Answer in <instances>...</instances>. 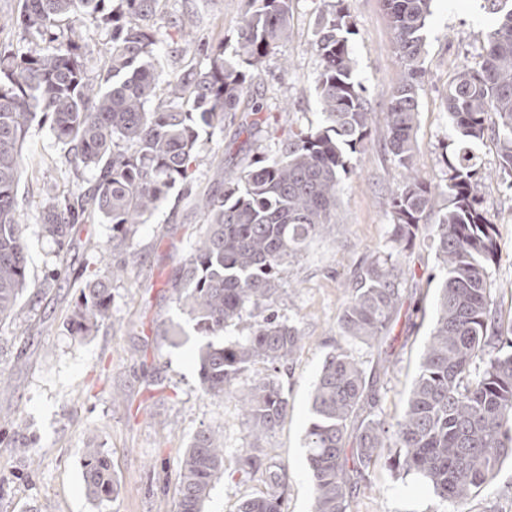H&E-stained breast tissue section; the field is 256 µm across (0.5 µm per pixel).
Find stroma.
I'll return each instance as SVG.
<instances>
[{
    "instance_id": "obj_1",
    "label": "stroma",
    "mask_w": 512,
    "mask_h": 512,
    "mask_svg": "<svg viewBox=\"0 0 512 512\" xmlns=\"http://www.w3.org/2000/svg\"><path fill=\"white\" fill-rule=\"evenodd\" d=\"M350 15L355 76L367 89L376 121L364 153L352 158L336 206L337 224L290 259L273 307L295 326L303 344L279 370L250 365L222 397L200 389L197 354L205 338L177 302L182 259L204 229L206 198L223 195L261 153L275 154L289 130L322 124L314 92L318 58L309 50L324 0H293L292 36L249 78V91L224 126L203 134L204 146L188 181L176 183L146 223L138 225L132 250L118 247L111 225L93 219L73 229L64 252L41 232L40 214L50 195L91 188L90 169L71 164L66 147L47 123L34 120L25 145L26 168L16 189V206L26 222L27 288L21 313L0 322V433L34 440L32 458L0 449V512H177L181 461L197 431L210 430L224 445V468L203 512H237L242 499L265 490L262 474H245L243 449L268 463L286 466L283 512H312L313 485L305 448L310 423L309 393L329 352L345 350L376 370L377 356L337 333L346 285L376 251L389 248V200L402 181L388 147L383 118L389 96L403 74L393 44L384 0H344ZM23 0H0V51H45L47 40L27 41L19 25ZM424 31L425 85L419 98L415 164L425 181L444 183L443 147L456 133L445 96L458 66L476 62L495 26L484 0H433ZM245 0H160L151 23L164 38L158 69L168 76L208 66L218 49L237 45ZM73 40L92 46L87 74L106 73L108 27L102 19L64 21ZM261 103L257 123L252 103ZM482 206L497 230L498 258L489 264L492 295L503 322L512 321V191L498 180L481 187ZM112 264L129 263V280L112 283V318L93 335H71L66 321L79 290L93 279L101 254ZM401 262L415 274L405 283L404 303L393 324L381 379L379 410L398 419L411 389L432 319L437 261L426 241L416 240ZM180 325L178 345L164 336ZM275 377L288 396L287 419L261 440L244 423L241 394L258 380ZM95 441L110 459L116 480L111 502L95 504L86 495L81 454ZM436 499L424 480L376 464L351 503V512H433ZM465 512H512V464L504 463Z\"/></svg>"
}]
</instances>
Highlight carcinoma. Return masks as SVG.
Here are the masks:
<instances>
[{"mask_svg": "<svg viewBox=\"0 0 512 512\" xmlns=\"http://www.w3.org/2000/svg\"><path fill=\"white\" fill-rule=\"evenodd\" d=\"M344 0H330L321 14L312 51L324 124L288 132L278 152L255 160L206 205V230L182 263L179 303L205 336L218 337L246 312L267 307L288 258L336 223L342 176L361 153L373 124L366 88L353 77L352 34ZM404 72L386 112L388 146L407 171L390 199L392 250L366 262L350 281L338 333L368 349L389 339L404 300L399 256L422 231L436 199L444 211L430 234L440 273L433 324L402 415L389 423L378 412L380 376L346 351L330 354L311 390L307 461L314 512H348L366 472L383 459L393 471L426 479L438 509L463 512L512 462V324L503 327L492 309L486 262L495 256L494 224L480 207L483 173L468 144L497 132L495 172L512 189V0H484L496 18L480 61L462 66L446 102L457 139L444 154L448 183L431 188L414 174L415 129L424 77L423 32L432 0H384ZM158 0H115L108 69L93 85L83 47L61 40L49 52H0V320L16 315L26 287L25 225L15 187L24 170L23 144L37 114L50 120L71 162L96 171L93 188L72 198H49L41 230L63 249L74 225L92 217L128 235L145 222L167 191L188 177L202 148L199 128L216 129L238 110L248 69H257L291 34L292 0H247L232 56L214 54L203 70L166 79L172 100L150 110L161 81L157 52L162 39L149 22ZM106 0H24L21 25L32 37L52 35L64 17L93 16ZM111 292L96 279L80 289L66 327L89 336L112 317ZM303 336L273 312L249 336L212 341L198 352L200 386L210 396L231 393L247 365L273 369L300 349ZM254 439L271 432L289 412L280 384L265 378L242 399ZM87 494L112 498L115 480L105 452L82 449ZM224 465L223 444L202 430L180 469L178 512H202ZM243 469H265L268 489L246 498L239 512H282L286 468H271L245 453Z\"/></svg>", "mask_w": 512, "mask_h": 512, "instance_id": "1", "label": "carcinoma"}]
</instances>
